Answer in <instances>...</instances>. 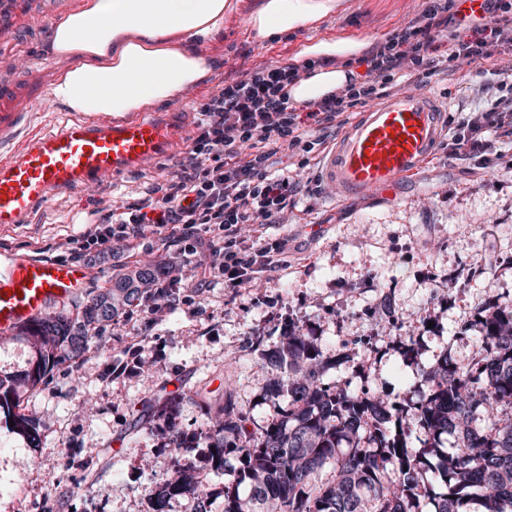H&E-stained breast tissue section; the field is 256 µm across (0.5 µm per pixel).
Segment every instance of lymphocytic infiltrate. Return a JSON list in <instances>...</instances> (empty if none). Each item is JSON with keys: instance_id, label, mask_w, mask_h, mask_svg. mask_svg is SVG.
I'll return each instance as SVG.
<instances>
[{"instance_id": "1", "label": "lymphocytic infiltrate", "mask_w": 512, "mask_h": 512, "mask_svg": "<svg viewBox=\"0 0 512 512\" xmlns=\"http://www.w3.org/2000/svg\"><path fill=\"white\" fill-rule=\"evenodd\" d=\"M507 55H512V0H484L478 20L461 15L456 0H423L404 26L356 59L360 72L349 84L307 107L295 106L289 88L315 68V61L255 66L193 101L196 132L178 173L159 186L157 195L90 220L81 248L104 256L113 242L176 228L182 253H210L200 287L220 279L237 288L285 268L284 241L257 247L244 229L277 223L287 212L301 191L299 170L320 164L345 114L406 86L445 78L456 64H469L500 93L449 125L448 154L490 167L497 142L512 140V89H502L496 67ZM202 228L208 238L199 236Z\"/></svg>"}]
</instances>
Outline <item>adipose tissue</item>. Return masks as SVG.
<instances>
[{
	"label": "adipose tissue",
	"mask_w": 512,
	"mask_h": 512,
	"mask_svg": "<svg viewBox=\"0 0 512 512\" xmlns=\"http://www.w3.org/2000/svg\"><path fill=\"white\" fill-rule=\"evenodd\" d=\"M348 6V0H258L246 24L256 39L265 40L316 28ZM237 7V0H83L50 30L51 51L71 57L74 65L48 92L81 116H118L168 103L204 78L209 64L201 50L223 34ZM363 48L355 38L304 45L303 56H338L345 63L316 68L292 86L294 104L306 105L348 84L354 71L347 62Z\"/></svg>",
	"instance_id": "obj_1"
}]
</instances>
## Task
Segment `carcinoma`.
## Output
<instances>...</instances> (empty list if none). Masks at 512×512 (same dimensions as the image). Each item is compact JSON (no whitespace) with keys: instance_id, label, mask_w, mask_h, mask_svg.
<instances>
[{"instance_id":"obj_1","label":"carcinoma","mask_w":512,"mask_h":512,"mask_svg":"<svg viewBox=\"0 0 512 512\" xmlns=\"http://www.w3.org/2000/svg\"><path fill=\"white\" fill-rule=\"evenodd\" d=\"M154 267L118 274L74 309L40 318L17 335L27 340V368L0 374V413L11 417L34 447L36 423L14 409L47 376L73 366L92 347L105 346L103 329L154 297ZM276 371L265 399L288 405L284 418L256 426L228 393L201 432L213 466L224 471V512H512V305L488 306L477 323L470 362L443 352L420 367L427 391L405 406L328 384L326 373L348 362L320 356L295 320L285 341L265 356ZM145 412L166 416L173 450L184 436L169 403ZM330 468L331 479L321 480ZM190 495L209 512L211 495L185 467L159 479L146 496L153 512Z\"/></svg>"}]
</instances>
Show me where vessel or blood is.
I'll list each match as a JSON object with an SVG mask.
<instances>
[{
	"label": "vessel or blood",
	"mask_w": 512,
	"mask_h": 512,
	"mask_svg": "<svg viewBox=\"0 0 512 512\" xmlns=\"http://www.w3.org/2000/svg\"><path fill=\"white\" fill-rule=\"evenodd\" d=\"M446 119L445 105L435 96H392L345 126L324 156L321 178L346 200L394 190L431 157ZM175 141L172 127L130 113L69 119L32 137L0 162V230L31 221L51 194L154 162ZM89 280L88 269L79 265L0 257V334L15 333L70 303Z\"/></svg>",
	"instance_id": "vessel-or-blood-1"
}]
</instances>
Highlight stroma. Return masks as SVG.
Here are the masks:
<instances>
[{
  "label": "stroma",
  "mask_w": 512,
  "mask_h": 512,
  "mask_svg": "<svg viewBox=\"0 0 512 512\" xmlns=\"http://www.w3.org/2000/svg\"><path fill=\"white\" fill-rule=\"evenodd\" d=\"M79 0H21L0 29V113L21 112L20 136L0 142V160L23 137L68 119L61 107L40 111L57 69L48 32ZM257 0H239L224 33L203 53L211 69L172 102L144 108L192 138V103L254 66L303 64L301 47L349 35L366 45L384 39L417 12L421 0H350L348 11L265 41L252 39L244 19ZM442 98L448 116L466 118L491 95L467 64L446 80L422 88ZM487 169L448 156L438 144L424 168L395 194L375 192L351 201L328 186L302 193L280 223L265 226L257 245L288 243V266L239 287L215 282L197 287V272L173 237L147 234L115 246L111 257L85 260L90 288L141 263L183 264V279L168 306L141 310L108 326V351H90L76 372L59 370L26 395L22 411L34 415L40 447L0 415V512H148L145 487L191 465L213 492L211 512H223V472L214 470L202 442L172 450L159 435L163 417L143 414L156 394L177 400L175 415L189 434L206 428L213 405L181 400L198 385L230 389L256 424L285 409L261 397L268 374L265 354L276 349L284 324L295 319L315 336L322 358H349L328 382H348L391 401L419 402V366L442 352L466 363L474 325L484 307L512 304V144ZM185 149L127 172L111 182L52 196L36 221L0 230V254L73 261L94 210L122 208L152 193L178 169Z\"/></svg>",
  "instance_id": "1"
}]
</instances>
